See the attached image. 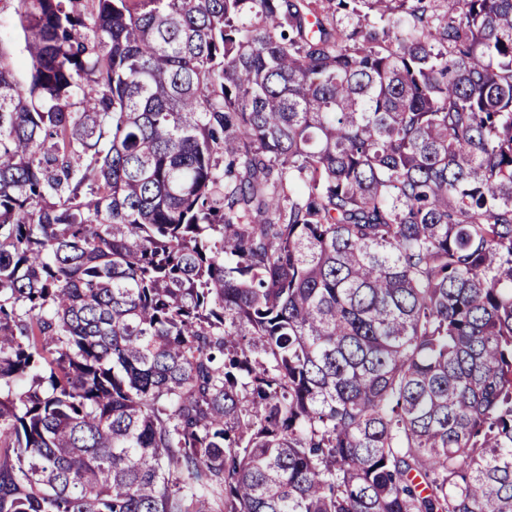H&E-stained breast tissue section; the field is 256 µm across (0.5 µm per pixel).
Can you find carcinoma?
<instances>
[{"label":"carcinoma","instance_id":"1","mask_svg":"<svg viewBox=\"0 0 512 512\" xmlns=\"http://www.w3.org/2000/svg\"><path fill=\"white\" fill-rule=\"evenodd\" d=\"M0 512H512V0H19Z\"/></svg>","mask_w":512,"mask_h":512}]
</instances>
